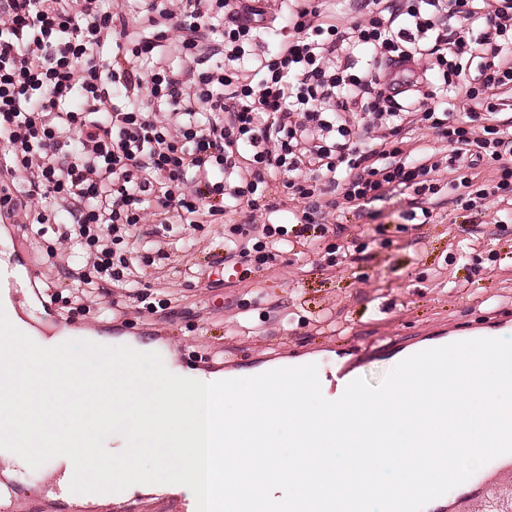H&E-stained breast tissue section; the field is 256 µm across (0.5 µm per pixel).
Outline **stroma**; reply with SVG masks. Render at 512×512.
Segmentation results:
<instances>
[{
  "label": "stroma",
  "instance_id": "1",
  "mask_svg": "<svg viewBox=\"0 0 512 512\" xmlns=\"http://www.w3.org/2000/svg\"><path fill=\"white\" fill-rule=\"evenodd\" d=\"M411 195L392 191L373 217L333 211L326 231H305L294 250L250 275L217 277L225 223L140 224L138 238H160L164 254L139 252L143 284L80 292L72 269L87 256L62 241L63 225L27 235L0 226V254L18 259L57 301L18 294L44 325L112 340L127 336L156 343L165 360L183 369L219 370L225 379L272 360L316 364L328 381L337 361L355 364L377 384L396 365L394 350L461 334L497 318L512 319V223L498 213H474L435 199V222L413 225ZM11 486L5 512H185L183 495L140 493L108 506L80 508L60 497L43 474H0Z\"/></svg>",
  "mask_w": 512,
  "mask_h": 512
}]
</instances>
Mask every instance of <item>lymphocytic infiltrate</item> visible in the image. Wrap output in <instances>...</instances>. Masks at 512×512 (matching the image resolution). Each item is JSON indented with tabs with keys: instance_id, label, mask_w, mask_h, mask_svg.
<instances>
[{
	"instance_id": "1",
	"label": "lymphocytic infiltrate",
	"mask_w": 512,
	"mask_h": 512,
	"mask_svg": "<svg viewBox=\"0 0 512 512\" xmlns=\"http://www.w3.org/2000/svg\"><path fill=\"white\" fill-rule=\"evenodd\" d=\"M283 2L288 32L261 51L266 10L245 0H0V223L37 235L65 206L96 289L131 275L115 247L152 220L240 215L224 262L247 271L286 241L279 192L303 200L299 224L325 220L324 195L364 218L397 188L431 223L444 164L465 168L462 208L512 193V0H353L345 24L330 0ZM433 77L467 109L434 103ZM410 113L444 160L407 150Z\"/></svg>"
}]
</instances>
